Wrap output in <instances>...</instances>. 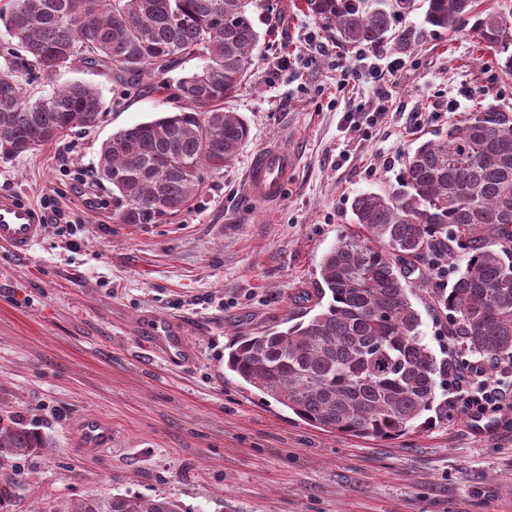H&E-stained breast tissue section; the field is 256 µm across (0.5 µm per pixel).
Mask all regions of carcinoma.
Masks as SVG:
<instances>
[{
	"label": "carcinoma",
	"instance_id": "cac0c4a2",
	"mask_svg": "<svg viewBox=\"0 0 512 512\" xmlns=\"http://www.w3.org/2000/svg\"><path fill=\"white\" fill-rule=\"evenodd\" d=\"M411 0H304L326 31L351 46L384 41ZM425 21L456 30L475 17L479 45L502 55L512 77V27L474 0H424ZM259 0H6L0 24L31 70L51 78L80 63L115 68L133 86L144 76L175 90L183 110L121 129L101 145L97 173L112 185L118 224H163L190 206L203 170L231 164L249 127L224 100L249 80L266 36ZM205 67L177 78L183 63ZM106 114L99 91L74 82L28 98L15 70L0 69V159L32 152ZM173 157L176 164L162 165ZM170 208L159 205L160 200ZM356 229L342 232L319 264L318 311L308 320L244 336L225 368L329 432L395 439L448 418L453 363L424 342L408 279L432 258L466 265L434 291L456 336L490 370L512 374V112L481 104L404 157L397 186L351 204ZM44 446L20 420L0 416V512H13L19 484L8 460ZM31 512H186L168 497L85 495Z\"/></svg>",
	"mask_w": 512,
	"mask_h": 512
}]
</instances>
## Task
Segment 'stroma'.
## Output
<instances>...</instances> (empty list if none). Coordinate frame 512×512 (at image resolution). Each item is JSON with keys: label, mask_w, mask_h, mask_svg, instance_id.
<instances>
[{"label": "stroma", "mask_w": 512, "mask_h": 512, "mask_svg": "<svg viewBox=\"0 0 512 512\" xmlns=\"http://www.w3.org/2000/svg\"><path fill=\"white\" fill-rule=\"evenodd\" d=\"M293 2L272 0L254 17L268 37L226 104L250 129L237 160L206 173L193 206L165 224L116 223L96 166L112 133L181 101L147 78L124 88L103 67L43 80L0 26V68L16 69L26 94L84 82L107 107L97 127L0 159V191L47 220L27 255L0 246V415L46 442L15 463V512L112 492L169 497L191 512H512L511 407L479 430L454 403L447 422L377 440L306 424L224 368L239 337L300 317L322 256L353 223L355 196L389 190L404 154L476 104L512 110V78L471 27L429 26L418 8L389 40L343 46ZM275 142L296 166L279 203L250 204V160ZM435 286L410 282L438 354L448 318L430 300ZM157 319L179 327L186 363L152 351ZM87 417L111 423V447L82 445L74 424Z\"/></svg>", "instance_id": "stroma-1"}]
</instances>
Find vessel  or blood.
Wrapping results in <instances>:
<instances>
[{"label":"vessel or blood","instance_id":"obj_1","mask_svg":"<svg viewBox=\"0 0 512 512\" xmlns=\"http://www.w3.org/2000/svg\"><path fill=\"white\" fill-rule=\"evenodd\" d=\"M296 164L295 156L280 144H270L253 155L247 171V194L258 205H270L284 195L288 176ZM46 223L43 214L21 195L0 193V244L8 246L14 254L25 255L43 237ZM177 327L169 323L155 330L151 343L159 354L178 361L188 351ZM83 442L94 447L112 445V427L101 419L86 418L81 422Z\"/></svg>","mask_w":512,"mask_h":512}]
</instances>
